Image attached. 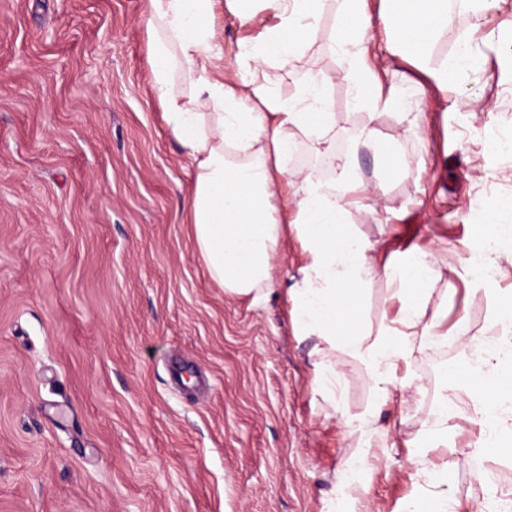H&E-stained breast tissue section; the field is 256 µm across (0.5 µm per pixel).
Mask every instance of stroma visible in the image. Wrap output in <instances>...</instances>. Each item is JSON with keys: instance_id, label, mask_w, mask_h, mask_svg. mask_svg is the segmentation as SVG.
I'll return each mask as SVG.
<instances>
[{"instance_id": "35a3bbf8", "label": "stroma", "mask_w": 512, "mask_h": 512, "mask_svg": "<svg viewBox=\"0 0 512 512\" xmlns=\"http://www.w3.org/2000/svg\"><path fill=\"white\" fill-rule=\"evenodd\" d=\"M339 4L310 51L332 80L338 150L373 122L401 168L354 160L378 219L355 215L375 265L434 255L428 311L448 332L500 334L497 295L460 263L482 213L512 197V0L463 10L436 43L469 40L481 64L453 99L378 51L384 82L420 87L421 133L396 107L355 106L334 47ZM146 0H0V512H328L348 466L367 459L349 512H402L442 493L473 512L486 488L473 460L483 430L445 371L465 348L416 343L412 384L380 397L368 368L337 354L342 388L317 390L321 343L300 336L286 290L307 255L295 231L279 282L254 299L207 274L184 222L192 172L166 130L147 61ZM398 302L385 278L358 299L372 332ZM448 397L447 445L421 421ZM374 429L366 441L358 425Z\"/></svg>"}]
</instances>
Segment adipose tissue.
<instances>
[{
	"label": "adipose tissue",
	"instance_id": "adipose-tissue-1",
	"mask_svg": "<svg viewBox=\"0 0 512 512\" xmlns=\"http://www.w3.org/2000/svg\"><path fill=\"white\" fill-rule=\"evenodd\" d=\"M327 2L147 0L151 84L165 126L193 172L186 212L210 278L232 294L267 296L276 287L273 262L285 231L296 230L307 263L287 294L296 332L325 345L316 366L318 388L334 393L342 352L364 362L384 393L411 355L412 329H419L421 340H445L444 314L426 311L428 259L376 268L370 242L353 230L354 212L372 216L376 209L371 186L356 174L351 157L336 154L325 91L331 77L308 52ZM226 11L243 27L261 12L276 23L228 55L216 37L217 19ZM454 20L448 0H378L374 7L369 0H344L334 44L348 58L355 102L375 113L407 104L404 89L382 86L369 63L378 27L392 55L423 68L440 90L464 94L477 63L468 47L453 61L429 63L436 40ZM285 61L304 74L288 96L277 90L274 75ZM302 134L315 138L323 154L337 156L332 181L283 164ZM480 237L500 243L486 254L487 265L512 264L511 197L484 210ZM380 275L393 285L398 308L392 326L374 333L351 302ZM445 377L471 393L474 419L487 431L478 452L511 456L512 346L501 342L465 356Z\"/></svg>",
	"mask_w": 512,
	"mask_h": 512
}]
</instances>
